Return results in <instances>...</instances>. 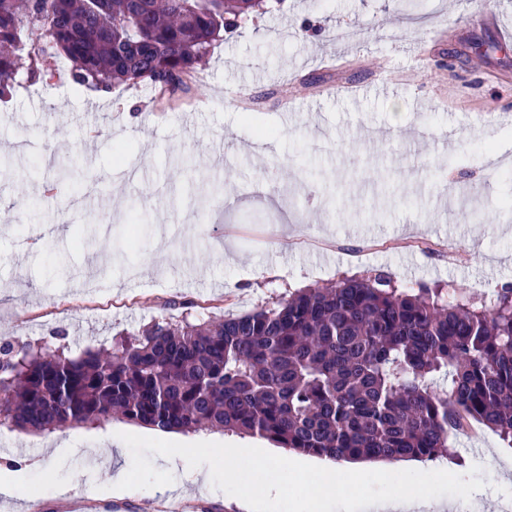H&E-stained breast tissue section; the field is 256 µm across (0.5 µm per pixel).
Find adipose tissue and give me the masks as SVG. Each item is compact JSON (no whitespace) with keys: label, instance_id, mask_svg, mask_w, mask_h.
<instances>
[{"label":"adipose tissue","instance_id":"1","mask_svg":"<svg viewBox=\"0 0 512 512\" xmlns=\"http://www.w3.org/2000/svg\"><path fill=\"white\" fill-rule=\"evenodd\" d=\"M193 462L192 473L209 489H231L242 512H271L282 502H290L293 512H437L443 507L442 498L433 494V475L410 473L417 482V493L403 496L386 492L376 498H366L358 493L363 482V471L348 464L339 468H326L320 481L313 485L299 484L287 488L282 480L269 478L257 483L229 482L210 464L209 456L187 449Z\"/></svg>","mask_w":512,"mask_h":512}]
</instances>
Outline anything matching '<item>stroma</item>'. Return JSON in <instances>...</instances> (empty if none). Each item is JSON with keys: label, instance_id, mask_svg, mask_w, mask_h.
<instances>
[{"label": "stroma", "instance_id": "1", "mask_svg": "<svg viewBox=\"0 0 512 512\" xmlns=\"http://www.w3.org/2000/svg\"><path fill=\"white\" fill-rule=\"evenodd\" d=\"M498 19L512 22V0H282L216 42L198 87L169 106L142 87L102 100L19 75L0 102V340L76 355L158 319L238 315L375 269L402 288L512 283V44ZM262 129L270 149L244 155ZM258 179L281 207H226ZM108 297L124 307L100 310ZM167 446L173 483L182 448L220 449L242 479L285 477L297 458L221 431ZM502 446L488 429L448 442V461L471 473L473 512L512 503V480L495 475ZM265 447V459L226 454ZM157 455L151 429L118 420L2 426L0 469H40L0 512H57ZM50 481L65 497L48 495Z\"/></svg>", "mask_w": 512, "mask_h": 512}]
</instances>
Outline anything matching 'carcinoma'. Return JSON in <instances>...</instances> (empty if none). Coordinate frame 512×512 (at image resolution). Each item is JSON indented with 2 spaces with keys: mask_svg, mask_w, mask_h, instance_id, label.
Here are the masks:
<instances>
[{
  "mask_svg": "<svg viewBox=\"0 0 512 512\" xmlns=\"http://www.w3.org/2000/svg\"><path fill=\"white\" fill-rule=\"evenodd\" d=\"M258 11L259 0H0V95L25 72L86 89L144 84L171 100ZM114 418L259 436L337 463L434 460L473 422L512 445V284L487 305L377 271L241 315L157 320L110 350L0 343V426Z\"/></svg>",
  "mask_w": 512,
  "mask_h": 512,
  "instance_id": "carcinoma-1",
  "label": "carcinoma"
}]
</instances>
